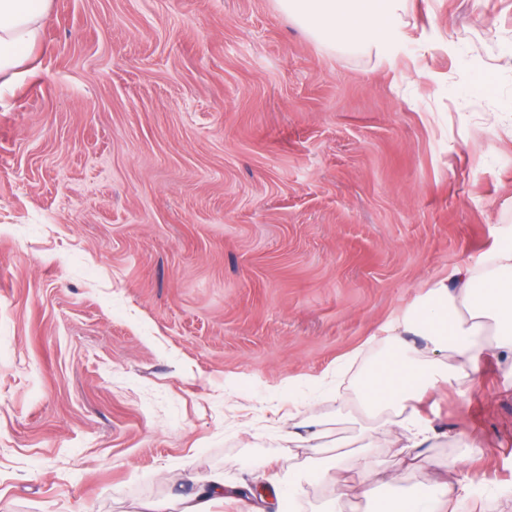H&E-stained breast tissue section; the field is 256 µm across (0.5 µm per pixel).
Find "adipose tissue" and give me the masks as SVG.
Listing matches in <instances>:
<instances>
[{
  "mask_svg": "<svg viewBox=\"0 0 512 512\" xmlns=\"http://www.w3.org/2000/svg\"><path fill=\"white\" fill-rule=\"evenodd\" d=\"M280 10L315 39L362 48L396 34L406 0H276ZM51 0H0V88L11 84L41 38ZM449 285L401 322L390 325V350L358 380L360 403L379 427L399 423L412 448L437 436L415 403L435 382L454 383L478 373L489 356H512V228L504 230L481 268L459 266ZM358 489L367 512H444L460 501L448 483L426 493L382 496L366 453L359 451Z\"/></svg>",
  "mask_w": 512,
  "mask_h": 512,
  "instance_id": "obj_1",
  "label": "adipose tissue"
}]
</instances>
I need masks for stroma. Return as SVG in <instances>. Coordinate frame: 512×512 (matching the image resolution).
Listing matches in <instances>:
<instances>
[{
	"label": "stroma",
	"instance_id": "obj_1",
	"mask_svg": "<svg viewBox=\"0 0 512 512\" xmlns=\"http://www.w3.org/2000/svg\"><path fill=\"white\" fill-rule=\"evenodd\" d=\"M403 35L330 47L275 0H52L0 91V512H145L215 476L295 512L320 417L391 485L476 483L512 512V370L418 406L414 458L363 418L389 323L512 226V0H407ZM462 461L448 473V458ZM323 422L319 418H312L308 422L302 423L300 426L304 429V435L300 432H288V445L301 443L303 446L297 445V448H311L314 453H317L316 448H323L320 440L324 436V431L321 429Z\"/></svg>",
	"mask_w": 512,
	"mask_h": 512
}]
</instances>
